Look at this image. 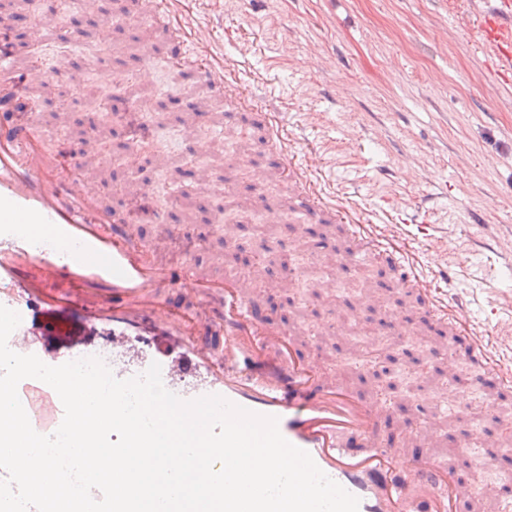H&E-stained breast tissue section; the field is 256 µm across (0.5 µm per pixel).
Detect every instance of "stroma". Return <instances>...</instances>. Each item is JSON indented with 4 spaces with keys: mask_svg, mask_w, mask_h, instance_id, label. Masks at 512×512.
<instances>
[{
    "mask_svg": "<svg viewBox=\"0 0 512 512\" xmlns=\"http://www.w3.org/2000/svg\"><path fill=\"white\" fill-rule=\"evenodd\" d=\"M111 9L112 0H100L96 15L73 0H39L45 24L38 44L31 21L17 17L0 45L50 75L37 96L15 76L19 113L35 111L64 153L79 150L90 133L105 140L110 204L132 212L140 237L171 264L189 260L205 272L220 251L225 271L239 275L259 255L297 270L291 293L264 289L258 300L284 324L303 326L293 355L318 361L323 381H340L363 400H390L406 413L435 399L441 363L431 348L455 341L454 330L425 317L417 289L392 291L398 273L384 256L345 255L349 225L268 219L285 185L254 112L237 108L233 135L217 126L207 131L213 166H233L242 154L248 170L229 193L199 190L189 144L200 132L185 122L196 101L173 85L181 63L161 29L111 18ZM187 9L225 54L249 47L248 65L285 101L295 155H324L338 192L353 196L374 224L400 225L432 294L468 305L498 355L512 359V102L468 24V0H224L220 14L208 0H189ZM146 38L154 44L152 88L115 89L111 77L141 68L136 47ZM331 57L335 66H326ZM122 111L126 120L113 121ZM134 136L152 151L171 152L173 162L143 171L119 164ZM228 194L238 206L235 234L248 243L242 250L227 246L217 227ZM154 210L167 211L172 225L192 219L193 240L161 237L147 220ZM367 278L383 294H397L398 304L361 310L359 285ZM474 374L459 360V399L468 408L428 422L439 454L453 457L481 494L508 480L475 470L460 448L512 421V376L501 374L485 390L472 384Z\"/></svg>",
    "mask_w": 512,
    "mask_h": 512,
    "instance_id": "35a3bbf8",
    "label": "stroma"
}]
</instances>
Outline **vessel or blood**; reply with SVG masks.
Returning a JSON list of instances; mask_svg holds the SVG:
<instances>
[{"instance_id": "obj_1", "label": "vessel or blood", "mask_w": 512, "mask_h": 512, "mask_svg": "<svg viewBox=\"0 0 512 512\" xmlns=\"http://www.w3.org/2000/svg\"><path fill=\"white\" fill-rule=\"evenodd\" d=\"M174 0L146 15L143 0H113L112 14L129 21L149 18L153 25L168 23ZM470 19L485 48L491 51L500 74L512 73V0H473ZM170 43L175 55L190 47H205L209 39L200 28L179 20ZM24 70L26 85L43 90L49 75L40 65L20 66L0 52V305L18 312L19 326L8 338L16 353L36 355L50 366L61 365L62 331L57 320L73 291L94 290L99 308L73 328L72 344L85 349L106 344L109 365L121 380L142 375L152 363L161 366L164 386L181 399L216 394L255 413L273 416L279 431L292 445L308 452L330 479L359 500L358 512H512V499L495 493L474 496L457 480L452 464L428 455L436 444L410 423H402L394 437L378 432V421L391 409L385 400L368 402L340 385L320 381L317 363L289 364L287 370L270 367L258 353L266 343H291L293 329L262 311L254 297L258 285L281 288L294 285L292 269L257 270L251 276L210 278L186 266L160 263L155 248L143 240L124 212L106 203V163L98 151L72 159L50 152L36 118L17 121L12 112L13 75ZM237 63L212 58L195 73L183 91L199 97L227 98L252 107L243 91ZM277 155L293 177L287 186L293 210L310 222L323 223L332 204L311 171L322 160L307 156L295 161L288 138L277 121H269ZM212 142L196 139L193 154L200 179L215 182L207 166ZM401 270L397 288L422 285L404 254L392 255ZM38 269L63 281L65 292L45 298L38 294L30 270ZM189 288L202 299L228 291L218 321L211 329L223 346L205 348L197 339L192 314L174 302L157 299L161 283ZM423 312L432 318L447 316L468 345L470 358L488 360L487 344L474 336L472 317L460 303L442 308L424 294ZM150 327H143V319ZM33 429L53 434L64 417L56 391L43 381L27 378L17 388Z\"/></svg>"}]
</instances>
